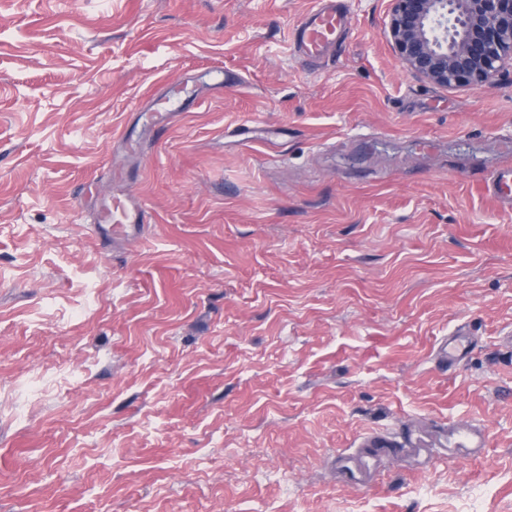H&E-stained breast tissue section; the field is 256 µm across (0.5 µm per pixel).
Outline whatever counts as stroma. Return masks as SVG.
<instances>
[{
    "label": "stroma",
    "instance_id": "stroma-1",
    "mask_svg": "<svg viewBox=\"0 0 512 512\" xmlns=\"http://www.w3.org/2000/svg\"><path fill=\"white\" fill-rule=\"evenodd\" d=\"M314 3L0 0V512H512V73L411 76L388 0L308 64ZM132 189L143 236L101 241ZM450 420L481 457L342 481ZM484 189L497 196L504 206L512 208V169L498 172L485 183ZM148 222L147 209L134 191L121 197L102 200L95 212L94 231L107 243L128 241L139 237ZM448 342H445L439 352L441 364L446 368L454 367L469 352L472 339L471 332L466 328L455 329L450 332ZM363 449L353 455L339 458L340 473L343 478L361 487L371 485L376 464L380 459L392 452L417 454L425 448L421 436H413L410 431L403 430L396 437L385 435H372L363 443Z\"/></svg>",
    "mask_w": 512,
    "mask_h": 512
}]
</instances>
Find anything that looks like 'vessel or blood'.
I'll return each mask as SVG.
<instances>
[{
    "label": "vessel or blood",
    "mask_w": 512,
    "mask_h": 512,
    "mask_svg": "<svg viewBox=\"0 0 512 512\" xmlns=\"http://www.w3.org/2000/svg\"><path fill=\"white\" fill-rule=\"evenodd\" d=\"M349 31V12L345 0H317L314 10L306 14L291 32L294 49L308 58H318L334 49ZM484 189L497 196L502 204L512 208V169L498 172L487 181ZM148 221L147 209L136 192L100 201L95 212L94 231L105 242H124L139 237ZM471 333L466 328L453 330L439 352L443 366L454 367L469 352ZM487 435L479 430L448 426L446 441L449 447L483 448ZM425 443L422 437L402 431L396 437L373 435L368 437L361 451L340 457L343 478L361 487L370 486L375 467L390 453H419Z\"/></svg>",
    "instance_id": "vessel-or-blood-1"
}]
</instances>
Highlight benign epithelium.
I'll return each mask as SVG.
<instances>
[{"instance_id":"obj_1","label":"benign epithelium","mask_w":512,"mask_h":512,"mask_svg":"<svg viewBox=\"0 0 512 512\" xmlns=\"http://www.w3.org/2000/svg\"><path fill=\"white\" fill-rule=\"evenodd\" d=\"M388 39L404 69L446 87H490L512 69V0H389Z\"/></svg>"}]
</instances>
